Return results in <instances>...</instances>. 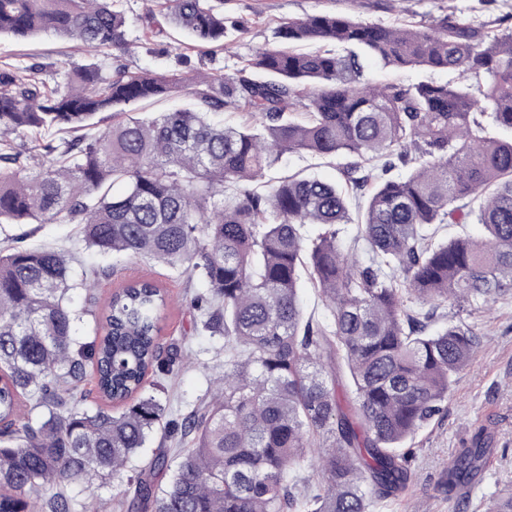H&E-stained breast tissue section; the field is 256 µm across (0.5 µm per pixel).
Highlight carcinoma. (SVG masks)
<instances>
[{
  "label": "carcinoma",
  "mask_w": 512,
  "mask_h": 512,
  "mask_svg": "<svg viewBox=\"0 0 512 512\" xmlns=\"http://www.w3.org/2000/svg\"><path fill=\"white\" fill-rule=\"evenodd\" d=\"M224 0H158L167 24L224 49ZM128 20L113 0H0V36L54 34L124 55ZM383 70L452 72L403 86ZM39 70H0V224H79L85 246L150 259L208 283L189 299L224 337L210 400L177 419L150 377L190 363L161 342L162 285L129 279L97 307V282L71 256L0 249V512H73L70 488L125 480V512H371L411 480L409 442L446 410L480 346L474 328L427 333L437 311L512 294V15L498 26L462 11L399 26L342 13L283 21L275 41L212 78L75 65L49 86ZM189 96L141 117L128 107ZM245 109L247 127L212 116ZM121 119L101 130L94 118ZM41 138L33 155L14 140ZM286 153L344 156L345 185L269 172ZM406 174H392L398 168ZM364 199L357 234L349 197ZM478 238L440 239L450 224ZM309 224L320 233L308 238ZM331 319L306 316L302 276ZM89 307L77 308L73 294ZM93 318L89 339L76 334ZM92 372L98 403L82 389ZM162 430L172 442L133 461ZM195 447L181 448L186 438ZM490 435L475 430L444 488L475 480ZM169 473L165 486L155 477Z\"/></svg>",
  "instance_id": "carcinoma-1"
}]
</instances>
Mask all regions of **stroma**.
I'll return each mask as SVG.
<instances>
[{
  "label": "stroma",
  "mask_w": 512,
  "mask_h": 512,
  "mask_svg": "<svg viewBox=\"0 0 512 512\" xmlns=\"http://www.w3.org/2000/svg\"><path fill=\"white\" fill-rule=\"evenodd\" d=\"M116 7L130 20L127 39L131 44L122 58L129 68H152L160 72L179 71L188 75H221L232 71L257 46L273 42L279 23L322 11H344L385 24L418 21L440 15L454 7L477 12L480 20L491 22L512 13V0H495L480 9L479 0H224L225 16L245 23L246 32L227 30L224 50L217 54L187 47L186 37L166 28L154 34L139 22L144 0H116ZM94 62L102 76L112 74L111 51L88 56L82 43L54 35H41L25 43L0 37V64L19 68L36 65L48 84L62 81L72 66ZM23 236L29 247L52 246L76 254L74 278L101 264L99 255L87 250L75 224H9L5 236ZM115 274L102 281L99 298H106L119 281L147 278L168 291L172 303L162 321L163 343L190 349L192 364L165 376L160 392L172 413L183 414L208 396L213 378L224 371V341L196 326L197 314L184 302L185 292L206 288L199 278H188L180 270L124 256L112 258ZM482 338V346L470 365L460 373L448 398V410L422 427L413 441L415 458L408 488L398 497L380 504L375 512H453L454 506L439 485L463 440L475 429L485 427L491 434V465L469 493L471 503L491 498L512 488V296L496 302L471 306L466 317Z\"/></svg>",
  "instance_id": "35a3bbf8"
}]
</instances>
